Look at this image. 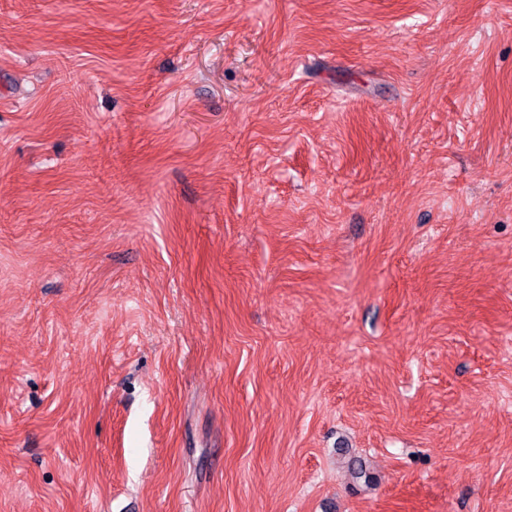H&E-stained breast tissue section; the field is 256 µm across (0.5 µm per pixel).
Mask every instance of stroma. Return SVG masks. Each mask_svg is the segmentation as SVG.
I'll use <instances>...</instances> for the list:
<instances>
[{
  "instance_id": "35a3bbf8",
  "label": "stroma",
  "mask_w": 512,
  "mask_h": 512,
  "mask_svg": "<svg viewBox=\"0 0 512 512\" xmlns=\"http://www.w3.org/2000/svg\"><path fill=\"white\" fill-rule=\"evenodd\" d=\"M0 512H512V0H0Z\"/></svg>"
}]
</instances>
